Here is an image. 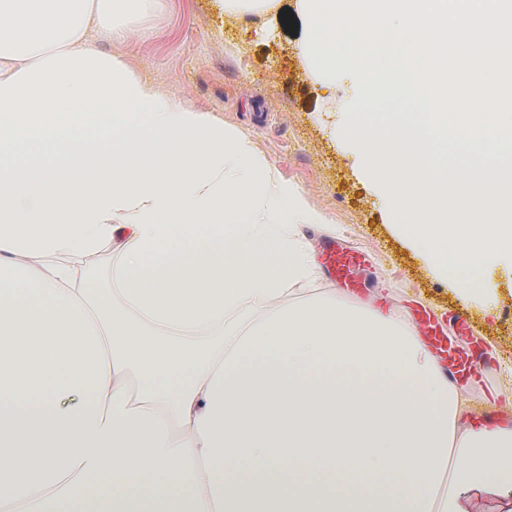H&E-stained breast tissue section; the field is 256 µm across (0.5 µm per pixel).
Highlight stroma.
Here are the masks:
<instances>
[{
    "mask_svg": "<svg viewBox=\"0 0 512 512\" xmlns=\"http://www.w3.org/2000/svg\"><path fill=\"white\" fill-rule=\"evenodd\" d=\"M163 12L166 26L152 30V17ZM134 34L115 47L95 37L97 49L119 51L125 62L160 90L213 111L225 125L249 132L258 151L309 204L331 220L332 235L363 253L357 280L364 302L375 301L394 319L431 308L449 317L467 308L482 337L501 356L489 371L462 379L474 410L512 363V327L501 319L512 313V261L484 267L495 293V313L485 316L480 298H461L433 264L437 251L412 246L397 230L411 223L408 210L390 214L382 198L357 174L352 155L340 149L327 128L338 121L350 84H328L305 67V33L285 32L268 18L238 20L224 15L216 0H146L129 21Z\"/></svg>",
    "mask_w": 512,
    "mask_h": 512,
    "instance_id": "obj_1",
    "label": "stroma"
}]
</instances>
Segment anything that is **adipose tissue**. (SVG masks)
Returning a JSON list of instances; mask_svg holds the SVG:
<instances>
[{"label":"adipose tissue","instance_id":"1","mask_svg":"<svg viewBox=\"0 0 512 512\" xmlns=\"http://www.w3.org/2000/svg\"><path fill=\"white\" fill-rule=\"evenodd\" d=\"M141 4L0 0V117L106 93L167 146L0 186V512H465L463 490L512 487V422L473 423L412 329L332 285L296 301L317 272L300 229L326 218L252 136L95 47ZM238 205L287 236L250 258L205 238ZM177 233L196 248L146 265ZM106 253L108 315L88 278Z\"/></svg>","mask_w":512,"mask_h":512}]
</instances>
